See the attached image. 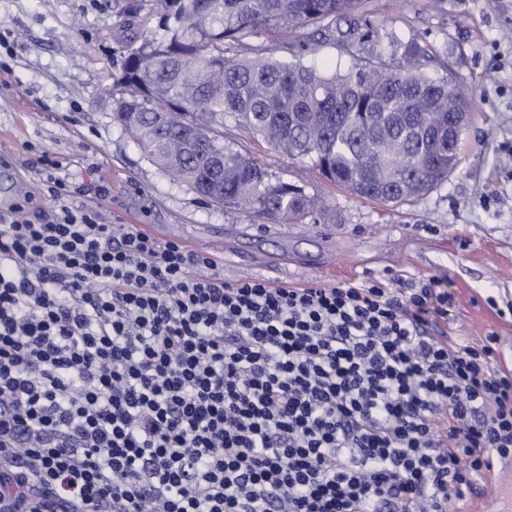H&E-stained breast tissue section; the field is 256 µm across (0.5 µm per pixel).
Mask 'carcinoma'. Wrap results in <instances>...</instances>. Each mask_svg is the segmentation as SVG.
I'll return each mask as SVG.
<instances>
[{
	"mask_svg": "<svg viewBox=\"0 0 512 512\" xmlns=\"http://www.w3.org/2000/svg\"><path fill=\"white\" fill-rule=\"evenodd\" d=\"M364 0H114L112 121L145 158L202 200L269 224H334L335 208L310 185L269 172L224 128L261 140L362 200L411 205L448 181L461 143L454 112L471 111L440 53L417 37L391 39ZM365 32H360V29ZM267 38L280 54L252 42ZM335 47L345 70L305 59ZM213 154L224 192L210 194Z\"/></svg>",
	"mask_w": 512,
	"mask_h": 512,
	"instance_id": "cac0c4a2",
	"label": "carcinoma"
}]
</instances>
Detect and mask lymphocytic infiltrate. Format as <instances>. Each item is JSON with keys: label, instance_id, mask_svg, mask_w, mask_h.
Instances as JSON below:
<instances>
[{"label": "lymphocytic infiltrate", "instance_id": "1", "mask_svg": "<svg viewBox=\"0 0 512 512\" xmlns=\"http://www.w3.org/2000/svg\"><path fill=\"white\" fill-rule=\"evenodd\" d=\"M42 164L51 207L0 213V512H445L512 458L443 281L228 283Z\"/></svg>", "mask_w": 512, "mask_h": 512}]
</instances>
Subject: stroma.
I'll return each instance as SVG.
<instances>
[{
    "mask_svg": "<svg viewBox=\"0 0 512 512\" xmlns=\"http://www.w3.org/2000/svg\"><path fill=\"white\" fill-rule=\"evenodd\" d=\"M113 0H0V35L13 73L0 84V208L36 215L43 156L76 187L74 204L101 203L115 224H156L165 237L204 242L225 281L334 285L431 277L448 285V315L435 336H498L512 356V0H366L371 20L398 39L434 45L474 112L461 163L448 182L414 205L353 197L287 162L239 130L231 135L271 172L301 176L340 210L339 224H264L204 205L142 156L112 121ZM111 192L97 201L98 183Z\"/></svg>",
    "mask_w": 512,
    "mask_h": 512,
    "instance_id": "1",
    "label": "stroma"
}]
</instances>
